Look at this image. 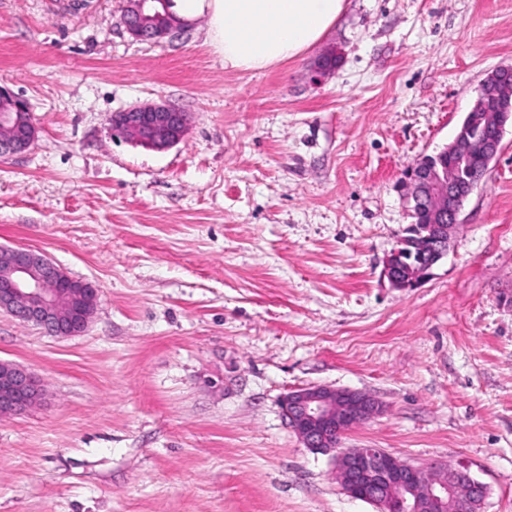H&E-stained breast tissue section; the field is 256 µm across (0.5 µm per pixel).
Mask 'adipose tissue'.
<instances>
[{
    "label": "adipose tissue",
    "instance_id": "adipose-tissue-1",
    "mask_svg": "<svg viewBox=\"0 0 512 512\" xmlns=\"http://www.w3.org/2000/svg\"><path fill=\"white\" fill-rule=\"evenodd\" d=\"M345 0H175L185 18L205 19L210 45L225 65L261 70L297 58L319 43Z\"/></svg>",
    "mask_w": 512,
    "mask_h": 512
}]
</instances>
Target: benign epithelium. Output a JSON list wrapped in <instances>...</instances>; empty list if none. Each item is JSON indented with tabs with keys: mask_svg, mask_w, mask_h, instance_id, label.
<instances>
[{
	"mask_svg": "<svg viewBox=\"0 0 512 512\" xmlns=\"http://www.w3.org/2000/svg\"><path fill=\"white\" fill-rule=\"evenodd\" d=\"M172 0H127L123 14L126 31L138 41L159 43L178 38L186 25L171 11ZM472 110L481 111L480 122L464 118L454 141L446 149L420 157L403 181L405 199L422 212L429 234L400 240L386 260L385 274L400 288L425 281L444 256L461 213L474 190V177L441 167L446 157L485 163L497 155L512 124V88L490 100L479 91ZM185 112L165 102H150L112 116L114 134L162 151L185 134ZM0 157L27 151L38 128L28 103L0 85ZM74 302L61 309V299ZM98 289L89 281L74 279L44 254L27 248L0 247V310L32 323L54 336L85 332L96 306ZM41 381L27 369L0 361V416L20 414L43 396ZM288 425L305 447L333 454L341 486L350 496L369 501L380 512H476L483 505L486 487L466 467L429 469L403 461L382 448H343L338 437L349 428L374 418L380 410L372 396L350 389L314 385L292 390L281 401Z\"/></svg>",
	"mask_w": 512,
	"mask_h": 512,
	"instance_id": "1",
	"label": "benign epithelium"
}]
</instances>
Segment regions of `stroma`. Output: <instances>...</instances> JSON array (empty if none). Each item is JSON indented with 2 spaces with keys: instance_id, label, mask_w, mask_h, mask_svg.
<instances>
[{
  "instance_id": "obj_1",
  "label": "stroma",
  "mask_w": 512,
  "mask_h": 512,
  "mask_svg": "<svg viewBox=\"0 0 512 512\" xmlns=\"http://www.w3.org/2000/svg\"><path fill=\"white\" fill-rule=\"evenodd\" d=\"M125 6L0 0V85L38 127L0 159V246L99 291L79 336L0 311V361L44 385L0 417V512H377L285 420L310 385L382 403L344 447L469 467L484 512H512L511 126L430 278L384 275L406 171L512 66V0H348L260 71L226 67L201 18L136 41ZM158 99L187 114L178 143L113 137Z\"/></svg>"
}]
</instances>
